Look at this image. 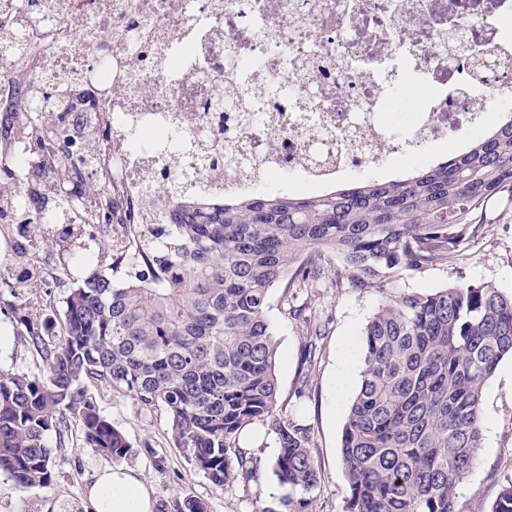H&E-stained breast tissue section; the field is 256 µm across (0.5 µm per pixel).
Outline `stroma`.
<instances>
[{
  "label": "stroma",
  "mask_w": 512,
  "mask_h": 512,
  "mask_svg": "<svg viewBox=\"0 0 512 512\" xmlns=\"http://www.w3.org/2000/svg\"><path fill=\"white\" fill-rule=\"evenodd\" d=\"M493 222L478 243L464 246L456 265H438L423 272H402L398 281L385 286L354 287L348 277L314 288L295 290L293 298L282 288L270 293L266 317L278 342L276 375L279 403L288 418L308 428L321 472L310 512H344L348 485L339 461L341 435L348 401L336 399L334 385L340 371L339 354L345 343H360L368 318L388 298L411 291L431 292L449 285L490 282L512 290V207L490 203ZM59 225L45 228L52 253L64 257L49 284L19 286L13 271L22 238L15 225L0 224V326L9 328L12 342L0 352V367L46 376L47 362L29 342L20 322L26 303H43L52 320L50 339L63 334L65 300L77 280L91 269H105L111 254L103 236H89L74 227L68 238H59ZM303 315H295L294 307ZM315 341L312 365L303 362V347ZM102 413L133 449L123 459L125 467L141 471L158 501L156 512H177L184 497L206 503L207 512H255L279 498L283 489L271 465L280 452L275 435L263 434L253 451L262 473L259 482L243 486L213 487L190 463L170 434L162 409L141 406L136 400L88 381ZM483 439L480 458L458 488L464 512H490L505 479L512 478V359L499 364L484 385L481 406ZM55 477L50 486L23 490L0 477V512H85V490L97 472L109 466V458L82 445L77 419H69L63 438L49 436Z\"/></svg>",
  "instance_id": "obj_1"
}]
</instances>
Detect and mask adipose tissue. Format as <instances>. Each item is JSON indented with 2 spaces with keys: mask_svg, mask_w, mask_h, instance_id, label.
Instances as JSON below:
<instances>
[{
  "mask_svg": "<svg viewBox=\"0 0 512 512\" xmlns=\"http://www.w3.org/2000/svg\"><path fill=\"white\" fill-rule=\"evenodd\" d=\"M90 512H154L155 500L141 472L107 468L88 487Z\"/></svg>",
  "mask_w": 512,
  "mask_h": 512,
  "instance_id": "obj_1",
  "label": "adipose tissue"
}]
</instances>
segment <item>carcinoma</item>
I'll return each mask as SVG.
<instances>
[{"label":"carcinoma","mask_w":512,"mask_h":512,"mask_svg":"<svg viewBox=\"0 0 512 512\" xmlns=\"http://www.w3.org/2000/svg\"><path fill=\"white\" fill-rule=\"evenodd\" d=\"M55 2L27 7L33 24L59 13ZM12 111L0 112V157L20 172L0 183V214L30 225L81 224L106 233L100 215L112 195L86 178L103 149L101 118L71 116L67 87L43 88L16 63ZM251 90L224 105L249 113ZM169 152L194 136L167 127ZM167 223L150 224L133 246L111 249L110 272L94 271L71 288L63 336H44L49 320L30 306L23 321L50 364L45 378L0 370V475L22 489L54 479L51 432L79 419L83 445L118 461L131 451L102 414L85 381L94 379L163 409L175 447L216 488L258 482L242 432L259 423L280 452L272 469L287 489L258 512H307L321 473L307 428L278 408V343L266 318L271 289L309 288L339 277L338 257L360 287L389 284L403 271L456 264L478 241L490 202L512 205V113L460 153L390 180L371 179L313 196L269 193L212 197L184 193L176 179ZM125 267L117 280L114 271ZM21 284L46 280L26 262ZM512 357V292L491 283L411 292L368 320L362 370L343 426L340 461L349 495L345 512H464L457 489L482 448L485 382ZM491 512H512V478Z\"/></svg>","instance_id":"carcinoma-1"}]
</instances>
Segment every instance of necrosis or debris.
<instances>
[{
  "mask_svg": "<svg viewBox=\"0 0 512 512\" xmlns=\"http://www.w3.org/2000/svg\"><path fill=\"white\" fill-rule=\"evenodd\" d=\"M512 0H66L59 25L29 27L26 61L52 85L94 79L107 45L112 80L94 112L111 117L101 169L116 173L112 223H162L170 199L163 112L198 131L220 125L238 176L203 175L205 139L181 160L194 193H265L465 140L512 96ZM255 87L269 122L249 126L224 92ZM288 98L269 95L281 82Z\"/></svg>",
  "mask_w": 512,
  "mask_h": 512,
  "instance_id": "4bbe7bcc",
  "label": "necrosis or debris"
}]
</instances>
